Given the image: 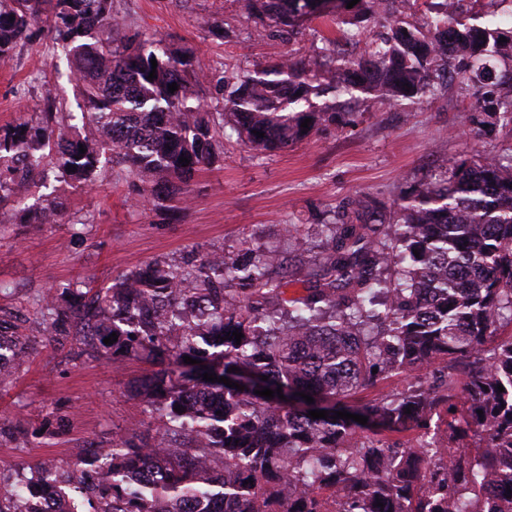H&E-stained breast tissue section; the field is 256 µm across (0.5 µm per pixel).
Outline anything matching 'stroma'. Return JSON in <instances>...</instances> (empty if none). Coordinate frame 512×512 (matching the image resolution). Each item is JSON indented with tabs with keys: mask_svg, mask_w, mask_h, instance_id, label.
I'll use <instances>...</instances> for the list:
<instances>
[{
	"mask_svg": "<svg viewBox=\"0 0 512 512\" xmlns=\"http://www.w3.org/2000/svg\"><path fill=\"white\" fill-rule=\"evenodd\" d=\"M131 29L164 48L193 49L214 79L251 70L287 50L308 51L315 35L336 38L335 24L304 22L303 34L285 45L257 35L245 0H116ZM218 20L223 36L209 31ZM61 101L78 111L62 52L41 36L20 43L0 64V126L14 124ZM471 99L459 86L423 104L349 105L336 124L319 127L288 151L258 156L225 131L220 157L195 175L194 200L178 221L137 207L128 179L107 171L90 192L66 189L64 222L0 226V319L19 327L26 362L0 390V467L15 463L82 468L94 449L142 419L131 392L150 366L137 357L99 359L72 340H48L40 301L60 283L106 287L119 275L155 259L181 263L241 242L288 254L283 225L298 224L310 245L301 259L322 256L320 224L340 218L346 203L365 198L392 214L418 183L461 156L505 155L512 134L475 138ZM86 222L74 234L71 220Z\"/></svg>",
	"mask_w": 512,
	"mask_h": 512,
	"instance_id": "obj_1",
	"label": "stroma"
}]
</instances>
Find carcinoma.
I'll use <instances>...</instances> for the list:
<instances>
[{
	"instance_id": "cac0c4a2",
	"label": "carcinoma",
	"mask_w": 512,
	"mask_h": 512,
	"mask_svg": "<svg viewBox=\"0 0 512 512\" xmlns=\"http://www.w3.org/2000/svg\"><path fill=\"white\" fill-rule=\"evenodd\" d=\"M348 2L247 0L284 43L324 15L357 26L356 44L365 29L375 34L359 55L338 59L327 39L307 56L290 51L223 77L211 105L199 96L211 74L198 57L159 52L130 33L114 0H0V63L45 24L85 107L67 113L64 135L55 134L54 101L0 129V224L60 223L62 187L91 190L116 165L143 208L174 219L195 174L217 161L225 120L249 149L286 151L336 122L343 103L313 102L328 93L421 101L452 74L472 98L476 135L512 133V26L468 22L479 0L431 2L417 18L404 0ZM352 205L356 221L324 225L326 253L312 271L246 246L182 265L154 259L91 295L68 283L44 298L47 336L156 366L133 393L160 438L142 442L135 422L93 461L123 512H207L215 498L223 512H330V493L341 498L337 512H492L486 483L498 512H512V336L494 340L504 312L512 322V155L452 162L402 198L391 224L364 199ZM285 232L303 252L300 225ZM296 285L302 292L288 295ZM113 333L117 342L105 344ZM26 356L25 343L0 329V364L13 369ZM394 376L406 385L360 397ZM263 388L285 399L255 394ZM325 403L327 418L308 416ZM343 410L377 429L332 418ZM431 448L442 453L437 470L425 461ZM72 479L39 468L20 490L34 502L49 485L73 499Z\"/></svg>"
}]
</instances>
